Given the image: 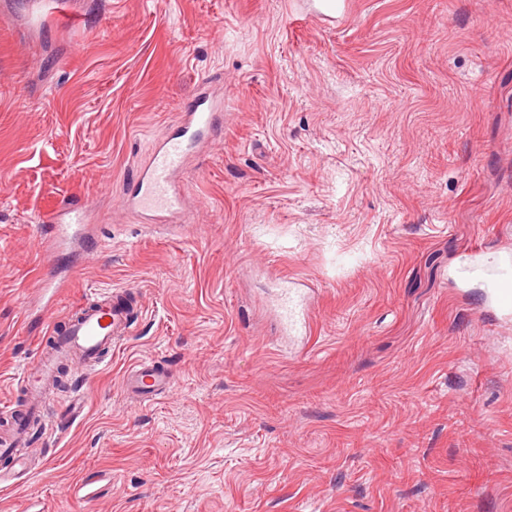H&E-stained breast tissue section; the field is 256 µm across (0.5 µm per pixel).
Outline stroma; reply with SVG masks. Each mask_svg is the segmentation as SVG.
Segmentation results:
<instances>
[{
  "mask_svg": "<svg viewBox=\"0 0 512 512\" xmlns=\"http://www.w3.org/2000/svg\"><path fill=\"white\" fill-rule=\"evenodd\" d=\"M347 2L327 29L292 0H0V403L49 270L58 311L143 303L0 512H512V321L473 270L512 254V0ZM206 78L193 222L144 223L123 187ZM75 201L98 245L45 255ZM289 278L315 291L291 342ZM143 360L175 383L138 404ZM303 284L295 280L277 289L274 308L281 329L291 336L311 334L313 320V289L302 288Z\"/></svg>",
  "mask_w": 512,
  "mask_h": 512,
  "instance_id": "obj_1",
  "label": "stroma"
}]
</instances>
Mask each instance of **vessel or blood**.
<instances>
[{
  "instance_id": "obj_1",
  "label": "vessel or blood",
  "mask_w": 512,
  "mask_h": 512,
  "mask_svg": "<svg viewBox=\"0 0 512 512\" xmlns=\"http://www.w3.org/2000/svg\"><path fill=\"white\" fill-rule=\"evenodd\" d=\"M303 12L317 21L335 25L342 20L335 0H302ZM224 112V96L211 81H202L192 104L180 112L175 127L155 142L147 161L124 188V203L152 221L177 214L190 223V195L181 180L187 161L198 153ZM92 209L78 203L52 211L40 227L44 250L53 253L71 246L89 249L97 241L90 235ZM491 300L500 313L512 317V258L504 257L484 273ZM45 306L41 320L47 325L49 342L40 343L36 359L25 365L14 380L17 391L25 395L24 408L0 411V456L12 466L0 470V486L14 485L15 475L24 471L26 450L35 435L34 425L46 406V388L53 384L63 366L73 371H90L103 363L113 344L129 335L140 308L139 295L128 289H115L94 300L79 299L65 316H56L53 306L59 292L55 275L42 284ZM313 291L295 280L278 288L274 308L281 329L291 336L311 332ZM172 375L164 368L141 362L129 369L127 392L137 401L150 402L169 393Z\"/></svg>"
}]
</instances>
